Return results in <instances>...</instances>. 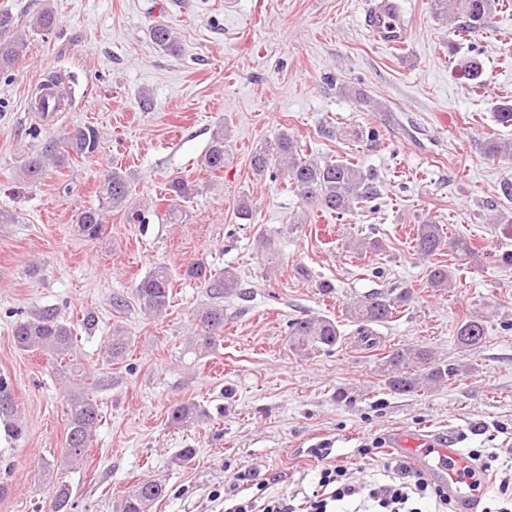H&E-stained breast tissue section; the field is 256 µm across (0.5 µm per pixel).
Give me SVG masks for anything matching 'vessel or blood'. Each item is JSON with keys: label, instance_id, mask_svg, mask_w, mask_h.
Returning a JSON list of instances; mask_svg holds the SVG:
<instances>
[{"label": "vessel or blood", "instance_id": "vessel-or-blood-1", "mask_svg": "<svg viewBox=\"0 0 512 512\" xmlns=\"http://www.w3.org/2000/svg\"><path fill=\"white\" fill-rule=\"evenodd\" d=\"M365 28L375 42L388 47L404 46L410 38L400 0H375L365 17ZM391 450L447 492L455 512H480V494L464 476L469 462L460 449L442 440L398 432Z\"/></svg>", "mask_w": 512, "mask_h": 512}]
</instances>
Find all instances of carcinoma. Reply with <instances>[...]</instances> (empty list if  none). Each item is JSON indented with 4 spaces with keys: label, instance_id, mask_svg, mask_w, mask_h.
<instances>
[{
    "label": "carcinoma",
    "instance_id": "1",
    "mask_svg": "<svg viewBox=\"0 0 512 512\" xmlns=\"http://www.w3.org/2000/svg\"><path fill=\"white\" fill-rule=\"evenodd\" d=\"M495 0H432V9L437 18L452 21L461 20L458 37L464 39L488 26ZM59 20L55 13L45 9L34 15L28 26L17 21L13 13L0 8V75L13 71L27 48L26 30L43 36L54 33ZM152 41L163 51L178 52V42L170 26L156 24L150 29ZM463 77L471 81V88L481 87L482 63L470 58L462 66ZM494 118L503 127L512 126V100L501 101L494 106ZM101 134L93 126L67 129L59 139H51L25 161L21 168L22 179L30 184L41 180L47 167L65 165L72 157L90 158L100 149ZM224 129L219 128L212 137L204 156V167L213 171L224 168ZM251 169L255 176L272 181L285 179L291 191L303 204L323 212L342 217L351 213L359 204L377 196L371 175L361 165L348 160L318 161L300 154L297 140L288 132L278 134L274 143L257 147L251 157ZM167 191L173 200L185 201L195 189L182 176H175L167 183ZM99 206L79 211L76 215L79 233L88 240L99 237L104 214L108 209L125 206L130 195L127 175L118 170H106L97 187ZM417 252L424 257L452 249L460 257L475 255L470 240L464 237H450L441 224H420L415 237ZM184 276L208 285L215 301L199 310V321L204 327L200 348L212 345L215 338L224 332V306L217 299L237 292L238 281L228 269L217 275L202 263L188 266ZM454 272L443 265L433 266L428 271V285L431 288H447L451 285ZM172 288L171 275L163 266L150 270L139 282L135 295L142 308L149 314L166 311L170 303ZM411 297L409 289L398 293L376 292L345 308V315L352 322L360 324L361 335L369 336L366 326L389 321L403 308ZM454 342L460 352L466 353L481 347L486 339L483 320L467 316L457 323ZM16 346L21 350L40 349L54 358L66 362L64 373L75 381L83 379L84 367L72 358L76 337L55 308L43 309L17 322L13 329ZM342 339L335 320L327 316H306L291 320L288 325V347L295 354L309 357L321 350H330ZM425 364L428 370L423 375L414 369ZM459 365L435 359L430 351L413 346L395 348L383 357L380 364L381 376L386 385L397 393H411L422 386L442 385L456 379ZM205 415L194 403L174 406L170 419L177 425H188ZM68 431L66 436L65 462L73 464L81 460L93 440L101 415L98 405L83 393L71 396L68 408ZM166 495L164 485L156 481H144L134 485L123 497L120 512H150L151 506ZM70 489L64 484L49 493L50 512H67Z\"/></svg>",
    "mask_w": 512,
    "mask_h": 512
}]
</instances>
